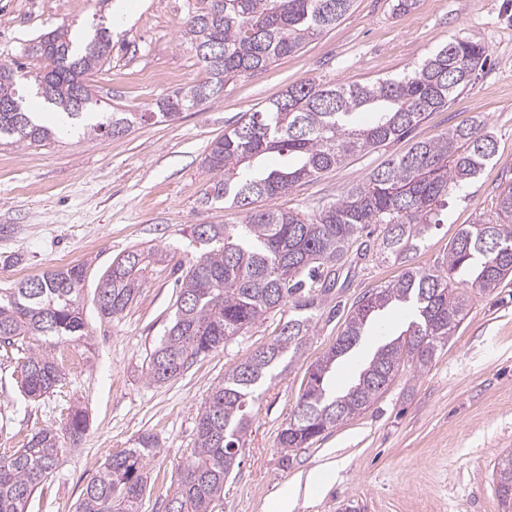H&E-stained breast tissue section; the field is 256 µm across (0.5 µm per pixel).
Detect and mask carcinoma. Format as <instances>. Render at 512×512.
I'll return each mask as SVG.
<instances>
[{
	"instance_id": "obj_1",
	"label": "carcinoma",
	"mask_w": 512,
	"mask_h": 512,
	"mask_svg": "<svg viewBox=\"0 0 512 512\" xmlns=\"http://www.w3.org/2000/svg\"><path fill=\"white\" fill-rule=\"evenodd\" d=\"M355 0H199L188 8L182 43L203 63L206 81L187 85L155 103L156 111L117 112L109 122L88 124L90 134L122 136L146 116L171 119L218 99L224 83L265 71L276 59L336 27ZM43 65L0 64V145L23 147L55 143L54 128L23 107L19 94L30 83L50 106L73 120L96 113L97 100L87 76L112 58L110 28L101 26L77 50L68 26L36 38L27 49ZM485 46L455 38L409 73L370 84H333L308 79L292 84L260 109L249 110L211 143L204 157L216 178L203 202L226 201L245 213L241 224H195L191 236L202 251L179 284L175 317L148 358L145 377L163 384L180 376L189 361L247 335L288 308L267 347L257 349L225 371L209 392L196 424L190 460L180 468L166 512H212L224 494L242 439L259 402V389L284 361L302 355L336 272L359 239L380 227L375 254L404 267L384 288L362 297L336 343L311 365L308 382L277 436L283 461L325 432L360 415L409 364L426 368L448 344L466 316L470 297L454 286L462 274L471 287L490 292L512 278V185L497 196L494 212L460 228L436 269L412 265L413 254L432 226L448 194L476 177L495 157L492 133L473 120L448 128L433 140L414 142L392 156L346 195L316 212L263 206L300 182L314 180L351 156L406 138L430 114L448 106L485 68ZM271 153L281 163L259 160ZM152 252L131 250L112 262L96 288L101 316L119 319L140 287ZM82 266L54 269L0 292V344L17 350L22 388L31 398L54 391L62 365L43 350L49 340L79 342L88 336L80 308ZM407 304L412 315L396 338L380 345L354 383L335 394L328 379L336 362L348 356L377 315ZM87 417L73 410L63 432L42 428L22 447L0 455V512H28L38 485L60 464L61 436L75 441ZM156 448L143 434L133 446L111 454L88 482L76 512H140L147 489L145 466ZM497 489L512 496V453L497 464Z\"/></svg>"
}]
</instances>
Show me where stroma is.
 <instances>
[{"label": "stroma", "instance_id": "1", "mask_svg": "<svg viewBox=\"0 0 512 512\" xmlns=\"http://www.w3.org/2000/svg\"><path fill=\"white\" fill-rule=\"evenodd\" d=\"M188 3L112 0V59L89 78L99 111L147 112L157 99L205 79L194 52L181 43ZM394 3L355 0L335 28L266 71L228 80L222 98L176 119L141 121L119 137L69 131L48 147H0V289L53 268H85L81 306L90 341L47 346L54 357L69 352L81 359L79 367H66L55 392L26 396L15 348L0 345V453L20 448L38 429L64 428L70 408L88 415L82 440L68 446L60 466L38 486L29 512H75L106 458L144 433L158 446L145 466L141 512H165L210 389L274 337L273 318L192 360L171 381L145 379L146 357L176 309V280L200 250L189 226L243 220L238 208L201 202L213 178L202 161L242 113L307 79L367 84L398 77L451 39L478 40L488 51L486 69L446 109L432 113L410 138L295 185L276 205L313 211L361 185L412 142L475 118L494 134L496 155L441 205V222L421 244L415 265L439 266L461 225L493 211L497 194L512 182V0H416L403 14ZM65 21L73 36L91 34L99 21L96 0H0V64L18 60L30 40ZM143 248L152 257L134 301L120 319H101L95 300L100 277L113 260ZM399 273V266L371 256L340 271L339 308L322 309L302 356L280 364L264 386L240 465L226 478L213 512H271L283 491L290 512H503L496 466L512 453V281L490 293L470 289L468 314L448 345L424 370H405L371 409L290 456L277 446L309 365L335 343L351 307ZM409 317L402 306L383 312L337 363L330 387L347 389ZM315 470L331 477L307 488Z\"/></svg>", "mask_w": 512, "mask_h": 512}]
</instances>
